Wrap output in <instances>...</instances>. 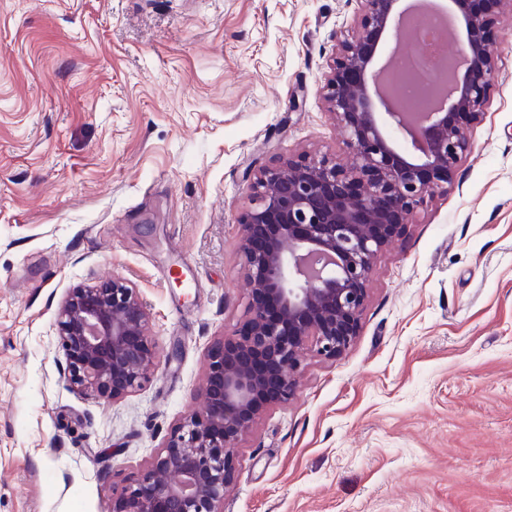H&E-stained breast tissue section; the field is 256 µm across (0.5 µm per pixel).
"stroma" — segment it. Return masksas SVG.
<instances>
[{"label": "stroma", "instance_id": "stroma-1", "mask_svg": "<svg viewBox=\"0 0 512 512\" xmlns=\"http://www.w3.org/2000/svg\"><path fill=\"white\" fill-rule=\"evenodd\" d=\"M357 0H0V512H112L246 316L248 171L341 155ZM454 185L374 263L361 329L241 442L224 512H512V16ZM133 283L160 353L71 388L73 289Z\"/></svg>", "mask_w": 512, "mask_h": 512}]
</instances>
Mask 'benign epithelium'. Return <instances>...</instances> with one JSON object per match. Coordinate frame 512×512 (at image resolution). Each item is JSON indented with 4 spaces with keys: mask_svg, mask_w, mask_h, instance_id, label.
Instances as JSON below:
<instances>
[{
    "mask_svg": "<svg viewBox=\"0 0 512 512\" xmlns=\"http://www.w3.org/2000/svg\"><path fill=\"white\" fill-rule=\"evenodd\" d=\"M358 2L322 86L348 160L288 158L253 175L237 241L246 319L207 351L203 409L183 416L151 469L112 498V512H224L240 441L268 408L294 396L308 349L334 358L351 346L376 258L427 197L454 182L469 140L467 127L449 116L461 112L471 124L482 114L498 21L512 13V0H451L465 31L463 73L437 88L415 121L371 92L384 71L376 67L382 36L400 27L398 0ZM391 128L409 139L410 151L398 150ZM58 335L69 385L114 402L159 366L147 307L119 276L72 289L59 309Z\"/></svg>",
    "mask_w": 512,
    "mask_h": 512,
    "instance_id": "1",
    "label": "benign epithelium"
}]
</instances>
